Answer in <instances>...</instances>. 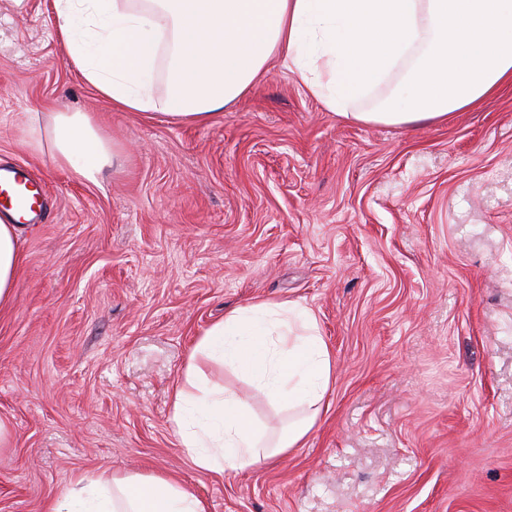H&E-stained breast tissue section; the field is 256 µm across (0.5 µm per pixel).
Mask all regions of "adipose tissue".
<instances>
[{
  "label": "adipose tissue",
  "instance_id": "adipose-tissue-1",
  "mask_svg": "<svg viewBox=\"0 0 512 512\" xmlns=\"http://www.w3.org/2000/svg\"><path fill=\"white\" fill-rule=\"evenodd\" d=\"M58 35L81 76L113 108L161 112L202 125L245 95L278 58L328 109L345 113L393 71L408 101L387 99L353 121L445 122L512 84V0H53ZM162 73L167 91L153 95ZM35 142L58 165L94 182L111 166V140L89 114L58 112ZM20 228L0 223V309L21 265ZM220 360L288 412L266 435L235 392L204 381L198 357ZM333 364L313 314L260 301L213 323L171 393V422L193 464L245 471L300 447L326 405ZM44 512H205L159 474L78 478Z\"/></svg>",
  "mask_w": 512,
  "mask_h": 512
}]
</instances>
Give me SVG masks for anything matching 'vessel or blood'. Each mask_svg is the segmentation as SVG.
Wrapping results in <instances>:
<instances>
[{"mask_svg": "<svg viewBox=\"0 0 512 512\" xmlns=\"http://www.w3.org/2000/svg\"><path fill=\"white\" fill-rule=\"evenodd\" d=\"M44 190L20 166L0 168V221L26 224L40 221L46 212Z\"/></svg>", "mask_w": 512, "mask_h": 512, "instance_id": "obj_1", "label": "vessel or blood"}]
</instances>
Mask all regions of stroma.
<instances>
[{
	"instance_id": "35a3bbf8",
	"label": "stroma",
	"mask_w": 512,
	"mask_h": 512,
	"mask_svg": "<svg viewBox=\"0 0 512 512\" xmlns=\"http://www.w3.org/2000/svg\"><path fill=\"white\" fill-rule=\"evenodd\" d=\"M52 0H0V166L41 182L0 310V512L80 475L174 478L206 512H512V85L445 123L363 124L274 60L204 125L117 112L57 37ZM86 112L117 156L97 182L34 148ZM298 302L334 374L287 456L197 469L170 394L230 310ZM276 428L268 397L224 365Z\"/></svg>"
}]
</instances>
